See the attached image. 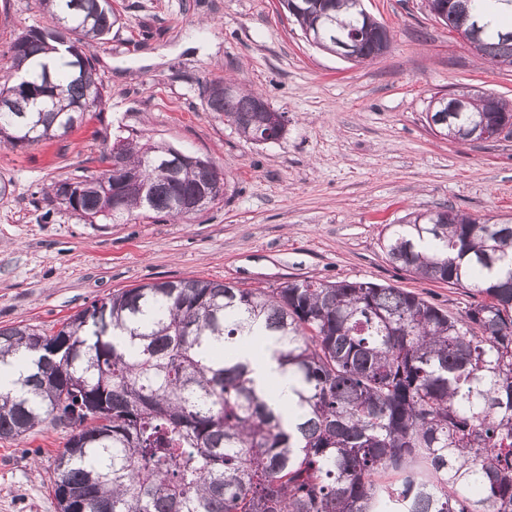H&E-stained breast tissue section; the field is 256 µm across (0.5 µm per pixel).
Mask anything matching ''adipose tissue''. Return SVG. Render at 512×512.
Returning a JSON list of instances; mask_svg holds the SVG:
<instances>
[{"label": "adipose tissue", "instance_id": "ef3b65f1", "mask_svg": "<svg viewBox=\"0 0 512 512\" xmlns=\"http://www.w3.org/2000/svg\"><path fill=\"white\" fill-rule=\"evenodd\" d=\"M254 341V334L247 332L237 337L235 342L225 344L226 358L247 364L258 389L265 393L270 403L280 408L284 415L295 414L294 382L279 363L276 341L271 337L265 339L263 349L259 352L253 349Z\"/></svg>", "mask_w": 512, "mask_h": 512}]
</instances>
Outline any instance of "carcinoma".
<instances>
[{
    "label": "carcinoma",
    "instance_id": "obj_1",
    "mask_svg": "<svg viewBox=\"0 0 512 512\" xmlns=\"http://www.w3.org/2000/svg\"><path fill=\"white\" fill-rule=\"evenodd\" d=\"M51 25L11 44V84L0 85V144L30 147L61 137L104 100L85 47L105 40L112 0H39ZM319 48L359 39L357 61L376 57L389 32L360 0H283ZM435 18L464 28L476 55L512 67V30L482 22L512 0H425ZM64 47L54 69L39 59ZM207 112L247 141L264 123L261 97L235 86ZM444 116L445 132L480 119L506 124L512 102L467 94ZM164 146L123 138L121 165L147 195L106 206L92 192L55 184L87 224L170 217L178 198L210 180L215 165L168 175ZM388 261L417 277L463 288L460 315L424 297L370 281L307 278L237 288L182 278L124 289L70 316L54 334L0 328V368L25 356L21 391L0 393V439L51 425L72 429L53 462L57 512H512V222L452 206L386 225ZM260 323L282 346L297 385L285 419L246 367L215 361L213 342ZM395 480L381 484V473Z\"/></svg>",
    "mask_w": 512,
    "mask_h": 512
}]
</instances>
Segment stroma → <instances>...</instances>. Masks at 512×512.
<instances>
[{"label": "stroma", "mask_w": 512, "mask_h": 512, "mask_svg": "<svg viewBox=\"0 0 512 512\" xmlns=\"http://www.w3.org/2000/svg\"><path fill=\"white\" fill-rule=\"evenodd\" d=\"M121 20L90 46L106 97L62 137L0 149V328L49 332L92 302L179 278L274 288L311 277L403 288L457 313L462 289L387 261V225L452 206L512 218V138L460 144L434 134L432 97L512 99V68L474 56L423 0H363L390 33L366 62L306 40L281 0H112ZM38 0H0V78L24 30L48 26ZM258 91L288 119L285 139L254 144L205 109L207 82ZM137 131L210 160L218 201L184 222L80 221L51 184L99 174L115 138ZM66 441L45 426L0 440V512H57L50 464Z\"/></svg>", "instance_id": "1"}]
</instances>
